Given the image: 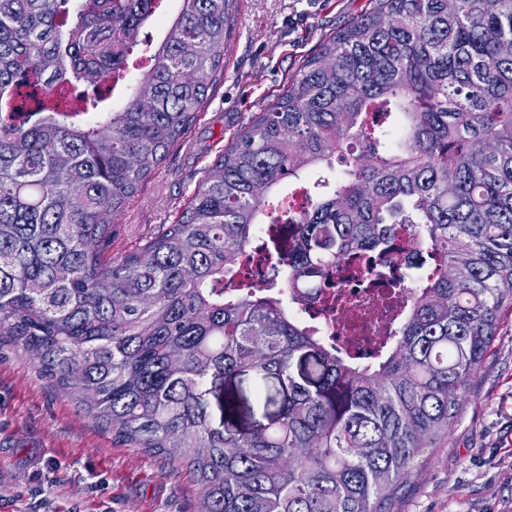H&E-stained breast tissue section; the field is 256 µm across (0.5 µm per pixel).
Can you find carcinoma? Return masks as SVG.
Instances as JSON below:
<instances>
[{
	"mask_svg": "<svg viewBox=\"0 0 512 512\" xmlns=\"http://www.w3.org/2000/svg\"><path fill=\"white\" fill-rule=\"evenodd\" d=\"M236 0H0V336L80 410L186 468L200 512H387L447 434L512 312V0H372L203 171L177 220L104 256L112 217L217 82ZM149 69L133 83L136 49ZM62 88L22 98L21 82ZM342 169L335 173V162ZM273 294L224 296L286 182ZM434 259L393 339L341 353L283 303L340 260L383 266L396 226ZM253 399L277 408L267 422ZM287 195V201L283 203V210L287 212L284 213L286 216L299 215L308 209L310 194L304 184H294Z\"/></svg>",
	"mask_w": 512,
	"mask_h": 512,
	"instance_id": "carcinoma-1",
	"label": "carcinoma"
}]
</instances>
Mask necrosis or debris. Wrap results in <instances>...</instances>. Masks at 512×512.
Listing matches in <instances>:
<instances>
[{
  "label": "necrosis or debris",
  "mask_w": 512,
  "mask_h": 512,
  "mask_svg": "<svg viewBox=\"0 0 512 512\" xmlns=\"http://www.w3.org/2000/svg\"><path fill=\"white\" fill-rule=\"evenodd\" d=\"M266 233V225H257V244ZM395 243L388 277L345 262L331 270L329 287L318 290L306 307L322 335L349 349L379 348L388 342L409 297L424 287L433 273V264L421 254L411 225L398 226ZM257 244L245 251L240 264L225 279V294H235L243 280L252 292H266L268 282L258 262Z\"/></svg>",
  "instance_id": "necrosis-or-debris-1"
}]
</instances>
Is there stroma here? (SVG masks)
<instances>
[{"label":"stroma","mask_w":512,"mask_h":512,"mask_svg":"<svg viewBox=\"0 0 512 512\" xmlns=\"http://www.w3.org/2000/svg\"><path fill=\"white\" fill-rule=\"evenodd\" d=\"M370 0H237L224 70L182 139L119 216L112 256L175 221L202 169L281 95ZM196 486L162 456L81 411L22 348L0 341V512H198ZM392 512H512V314L448 437L414 460Z\"/></svg>","instance_id":"1"}]
</instances>
